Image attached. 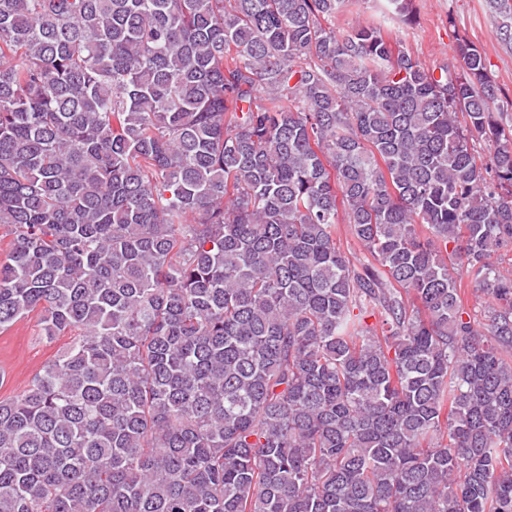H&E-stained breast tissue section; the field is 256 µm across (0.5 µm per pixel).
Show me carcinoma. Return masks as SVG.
I'll return each instance as SVG.
<instances>
[{"instance_id":"obj_1","label":"carcinoma","mask_w":512,"mask_h":512,"mask_svg":"<svg viewBox=\"0 0 512 512\" xmlns=\"http://www.w3.org/2000/svg\"><path fill=\"white\" fill-rule=\"evenodd\" d=\"M349 4L0 0V512H512V99ZM39 332V320L35 314L0 332V371L3 374L0 397L21 393L29 380L68 342L67 336L47 342Z\"/></svg>"}]
</instances>
